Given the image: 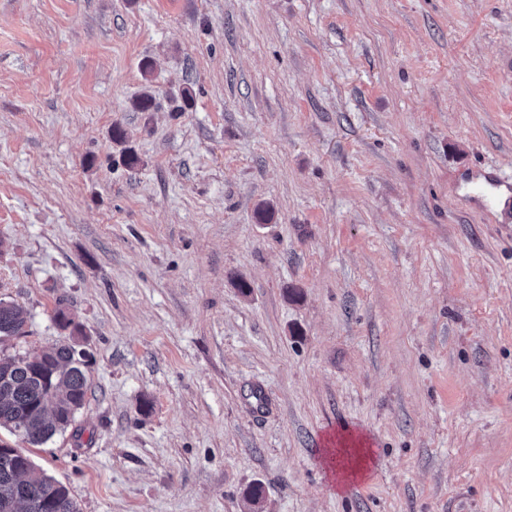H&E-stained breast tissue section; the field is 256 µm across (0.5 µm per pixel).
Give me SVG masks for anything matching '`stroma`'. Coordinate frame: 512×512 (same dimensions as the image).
<instances>
[{"label": "stroma", "instance_id": "1", "mask_svg": "<svg viewBox=\"0 0 512 512\" xmlns=\"http://www.w3.org/2000/svg\"><path fill=\"white\" fill-rule=\"evenodd\" d=\"M486 173L512 176V0H0L8 349L94 354L75 432L0 442L79 512H512ZM345 428L370 460L340 489ZM27 335V320L22 308L0 298V344Z\"/></svg>", "mask_w": 512, "mask_h": 512}]
</instances>
